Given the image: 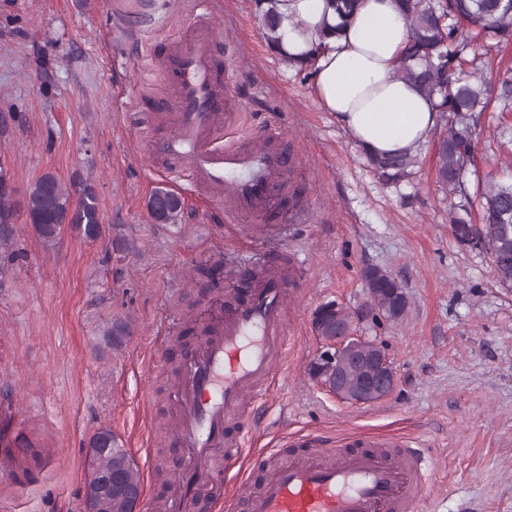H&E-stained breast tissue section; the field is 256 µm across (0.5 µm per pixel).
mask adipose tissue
I'll use <instances>...</instances> for the list:
<instances>
[{
  "instance_id": "adipose-tissue-1",
  "label": "adipose tissue",
  "mask_w": 512,
  "mask_h": 512,
  "mask_svg": "<svg viewBox=\"0 0 512 512\" xmlns=\"http://www.w3.org/2000/svg\"><path fill=\"white\" fill-rule=\"evenodd\" d=\"M284 23L282 49L296 57L336 24L329 0H276ZM409 40L395 0H364L340 38L331 39L312 74L313 94L355 144L379 156L417 150L439 122L431 101L400 79L397 66Z\"/></svg>"
}]
</instances>
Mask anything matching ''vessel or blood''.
<instances>
[{
	"label": "vessel or blood",
	"mask_w": 512,
	"mask_h": 512,
	"mask_svg": "<svg viewBox=\"0 0 512 512\" xmlns=\"http://www.w3.org/2000/svg\"><path fill=\"white\" fill-rule=\"evenodd\" d=\"M218 25L194 20L173 39L163 61L169 87L165 110L171 131L152 140V156L169 160V174L225 201L234 222L286 223L282 206L295 160L284 135L268 124L246 137L227 132L237 120L214 56ZM289 253L262 269L247 297L214 324L213 334L179 370L171 393L177 408L174 437L183 456L171 463L178 487L169 512H192L197 496L244 459L249 403L281 362L289 329ZM425 457L394 438L367 435L348 448H317L296 437L257 489L233 493L246 512H422Z\"/></svg>",
	"instance_id": "obj_1"
}]
</instances>
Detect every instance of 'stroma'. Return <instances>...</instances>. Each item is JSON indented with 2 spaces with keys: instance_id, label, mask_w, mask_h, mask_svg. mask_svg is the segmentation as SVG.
Returning a JSON list of instances; mask_svg holds the SVG:
<instances>
[{
  "instance_id": "1",
  "label": "stroma",
  "mask_w": 512,
  "mask_h": 512,
  "mask_svg": "<svg viewBox=\"0 0 512 512\" xmlns=\"http://www.w3.org/2000/svg\"><path fill=\"white\" fill-rule=\"evenodd\" d=\"M207 11L241 101L233 135L273 123L304 163L288 202L305 216L247 250L251 273L283 249L300 263L288 352L249 408L255 449L275 451L292 435L334 448L388 435L427 456L423 512H512V288L487 254L453 237L448 214L465 199L438 183L435 139L409 181L382 182L316 101L311 78L268 48L254 0H207ZM197 15L190 0H0V167L16 188L19 252L0 284V407L23 412L30 438L20 453L0 441V512H86L87 448L103 429L142 475L143 512L176 489L168 391L199 348L194 330L224 315L229 299L216 284L238 250L223 207L202 210L190 186L178 191L175 222L156 223L148 210L167 185L163 162L147 154L148 140L170 131L162 55ZM144 63L155 67L149 85ZM511 159L512 112L484 113L468 193L512 183ZM46 174L76 199L92 189L105 236L67 225L45 248L22 204ZM371 269L402 286L401 317L369 307ZM329 302L387 349L397 373L387 398L354 405L314 379L313 318ZM116 322L126 335L113 337Z\"/></svg>"
}]
</instances>
